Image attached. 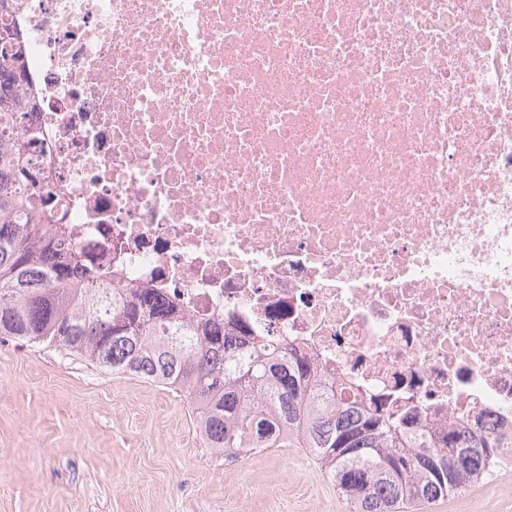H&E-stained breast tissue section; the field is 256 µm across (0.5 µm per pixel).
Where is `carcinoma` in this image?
<instances>
[{
	"instance_id": "1",
	"label": "carcinoma",
	"mask_w": 512,
	"mask_h": 512,
	"mask_svg": "<svg viewBox=\"0 0 512 512\" xmlns=\"http://www.w3.org/2000/svg\"><path fill=\"white\" fill-rule=\"evenodd\" d=\"M0 336L55 346L114 374L179 392L214 454L295 443L309 450L349 512H399L486 481L512 441L482 433L471 410L422 425L328 384L307 354L237 353L224 327L185 319L156 288L112 284L101 258L76 250L56 191L36 184L37 103L20 32L0 25Z\"/></svg>"
}]
</instances>
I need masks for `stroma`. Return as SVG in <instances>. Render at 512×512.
<instances>
[{"label": "stroma", "mask_w": 512, "mask_h": 512, "mask_svg": "<svg viewBox=\"0 0 512 512\" xmlns=\"http://www.w3.org/2000/svg\"><path fill=\"white\" fill-rule=\"evenodd\" d=\"M307 449L205 448L187 401L42 345L0 338V512H337ZM512 512V466L402 512Z\"/></svg>", "instance_id": "35a3bbf8"}]
</instances>
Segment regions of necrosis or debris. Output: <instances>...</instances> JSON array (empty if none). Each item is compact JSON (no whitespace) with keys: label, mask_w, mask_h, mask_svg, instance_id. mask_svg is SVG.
Returning <instances> with one entry per match:
<instances>
[{"label":"necrosis or debris","mask_w":512,"mask_h":512,"mask_svg":"<svg viewBox=\"0 0 512 512\" xmlns=\"http://www.w3.org/2000/svg\"><path fill=\"white\" fill-rule=\"evenodd\" d=\"M12 2L78 247L512 438V0Z\"/></svg>","instance_id":"1"}]
</instances>
